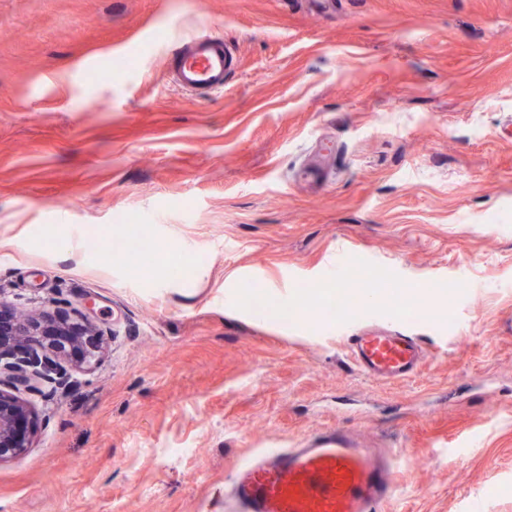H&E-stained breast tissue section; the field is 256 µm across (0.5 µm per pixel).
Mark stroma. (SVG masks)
<instances>
[{"mask_svg": "<svg viewBox=\"0 0 512 512\" xmlns=\"http://www.w3.org/2000/svg\"><path fill=\"white\" fill-rule=\"evenodd\" d=\"M202 32L240 58L207 98L166 73ZM509 121L512 0H0V302L91 308L108 341L35 397L0 512H224L235 463L336 424L408 457L380 512H512ZM120 214L148 264L113 249ZM364 275L433 312L409 381L241 291L326 304Z\"/></svg>", "mask_w": 512, "mask_h": 512, "instance_id": "35a3bbf8", "label": "stroma"}]
</instances>
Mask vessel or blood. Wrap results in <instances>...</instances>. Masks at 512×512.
I'll return each mask as SVG.
<instances>
[{
	"mask_svg": "<svg viewBox=\"0 0 512 512\" xmlns=\"http://www.w3.org/2000/svg\"><path fill=\"white\" fill-rule=\"evenodd\" d=\"M174 87L196 95L220 93L234 68L231 48L219 36L191 35L168 50ZM350 360L366 378L407 381L428 353L401 324L373 320L350 325ZM399 453L371 447L352 429H316L287 447L262 449L235 466L224 488L225 512H379L397 489Z\"/></svg>",
	"mask_w": 512,
	"mask_h": 512,
	"instance_id": "obj_1",
	"label": "vessel or blood"
}]
</instances>
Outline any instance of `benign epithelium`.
I'll return each mask as SVG.
<instances>
[{
	"instance_id": "7a95c632",
	"label": "benign epithelium",
	"mask_w": 512,
	"mask_h": 512,
	"mask_svg": "<svg viewBox=\"0 0 512 512\" xmlns=\"http://www.w3.org/2000/svg\"><path fill=\"white\" fill-rule=\"evenodd\" d=\"M79 323L64 317L41 313L16 312L0 303V323L5 321L15 343H0V464L32 447L33 430L20 432L22 420L33 424L35 413L18 392L49 393L65 390L70 376L63 364L66 347L85 350L82 363L91 364L102 352V331L91 317L74 310Z\"/></svg>"
}]
</instances>
